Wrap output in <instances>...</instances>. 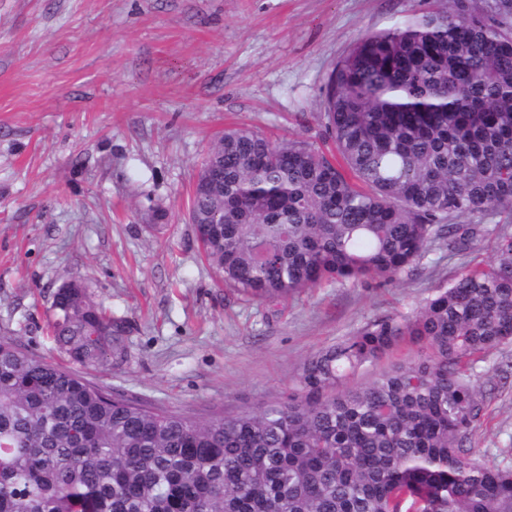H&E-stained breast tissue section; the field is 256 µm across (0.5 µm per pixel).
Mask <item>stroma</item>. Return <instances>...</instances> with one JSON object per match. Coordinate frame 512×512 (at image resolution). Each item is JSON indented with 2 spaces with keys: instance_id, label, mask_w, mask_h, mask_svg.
Returning a JSON list of instances; mask_svg holds the SVG:
<instances>
[{
  "instance_id": "obj_1",
  "label": "stroma",
  "mask_w": 512,
  "mask_h": 512,
  "mask_svg": "<svg viewBox=\"0 0 512 512\" xmlns=\"http://www.w3.org/2000/svg\"><path fill=\"white\" fill-rule=\"evenodd\" d=\"M429 0H0V336L60 362L57 288L83 280L128 326V358L88 377L204 419L287 399L307 357L413 313L460 261L434 252L396 283L249 302L197 250L188 200L224 128L332 141L328 76L366 31ZM163 210L160 224L152 215ZM512 343L479 362L476 458L512 464Z\"/></svg>"
}]
</instances>
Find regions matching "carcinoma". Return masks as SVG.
<instances>
[{"instance_id":"obj_1","label":"carcinoma","mask_w":512,"mask_h":512,"mask_svg":"<svg viewBox=\"0 0 512 512\" xmlns=\"http://www.w3.org/2000/svg\"><path fill=\"white\" fill-rule=\"evenodd\" d=\"M434 3L336 62L318 116L336 153L227 128L189 219L224 286L259 303L392 282L437 250L463 271L309 356L288 401L205 420L0 336V512H512V465L466 446L476 365L512 341V0ZM487 236L495 259L476 262ZM49 328L73 363L126 361L121 320L80 280ZM403 344L415 358L344 387Z\"/></svg>"}]
</instances>
